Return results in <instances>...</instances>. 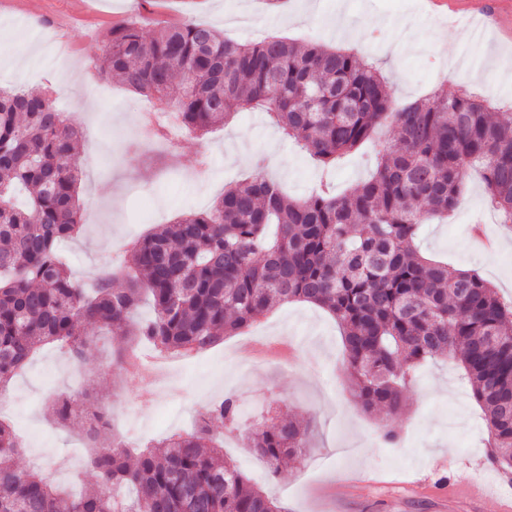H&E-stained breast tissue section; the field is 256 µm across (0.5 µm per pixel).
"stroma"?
Segmentation results:
<instances>
[{"mask_svg": "<svg viewBox=\"0 0 512 512\" xmlns=\"http://www.w3.org/2000/svg\"><path fill=\"white\" fill-rule=\"evenodd\" d=\"M184 19L238 42L278 36L352 48L359 59L381 66L404 102L435 91L470 90L488 97L493 112H512V81L500 77L491 54L495 48L506 51L512 64V42L485 27L476 33L462 28L461 39L452 40L453 22L430 14L424 0H286L273 13L259 11L256 0H21L16 11H0V88L52 94L61 87L69 98L65 117L81 132L77 152L85 171L79 191L84 225L63 245L75 278L86 280L105 269L112 245H127L184 214L210 209L225 187L253 174V159H265L268 174L294 199L306 198L320 181L315 163L262 112L236 113L201 138L182 133L170 151L144 137L138 122L144 99L117 80L101 79L107 96L96 112L79 111L83 79L74 65L100 57L114 23L135 21L149 35ZM474 70L483 72L482 81L471 80ZM396 137L394 126L381 127L373 147L341 160L337 192L359 186L373 168L376 148ZM240 148L251 162L238 160ZM503 237L474 171L448 217L425 225L418 247L428 258L477 272L500 296L512 298V247H501ZM117 346L116 337H92L76 361L47 344L11 380L12 402L0 408V419L24 442L19 466L47 471L68 456L74 461L71 479L87 489L97 486L81 420L58 423L48 415L49 398L71 396L81 386L116 412L111 428L100 433L105 447L115 440L152 446L189 431L203 408L227 395L237 397L252 420L309 422L307 452L286 457L275 475L241 431L215 427L224 436L225 458L285 512H309L322 490L351 471L390 473L396 482L352 488L345 512H440L433 488L455 482L464 495L461 474H496L484 414L458 360L442 357L421 366L396 418L365 411L350 395L336 320L317 306H277L157 383L135 382L113 366ZM386 420L397 434L392 444L377 436Z\"/></svg>", "mask_w": 512, "mask_h": 512, "instance_id": "35a3bbf8", "label": "stroma"}]
</instances>
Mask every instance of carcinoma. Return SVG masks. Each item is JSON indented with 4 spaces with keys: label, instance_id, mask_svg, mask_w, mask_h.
I'll list each match as a JSON object with an SVG mask.
<instances>
[{
    "label": "carcinoma",
    "instance_id": "obj_1",
    "mask_svg": "<svg viewBox=\"0 0 512 512\" xmlns=\"http://www.w3.org/2000/svg\"><path fill=\"white\" fill-rule=\"evenodd\" d=\"M99 69L161 103L179 86L175 118L199 137L237 110L264 112L324 174L376 126L399 136L349 193L322 181L292 200L257 175L224 189L209 210L131 242L122 266L88 287L61 256L83 225L79 129L42 92L0 89V390L43 345L78 357L89 325L156 351L202 352L275 306L304 301L341 326L345 371L367 411L400 415L420 364L458 358L487 420L491 461L512 470V302L416 245L423 224L455 207L474 167L501 223L512 224L511 112L494 119L466 92L402 104L352 52L279 37L238 43L190 19L150 37L129 21L113 27ZM144 295L152 316L134 322ZM74 400L95 404L86 392L56 398L53 416L69 420ZM215 421L243 429L273 472L307 448L309 424L250 422L228 396L200 413L193 432L133 461L120 442L92 447L99 486L74 493L19 467L24 446L0 420V512H283L224 460Z\"/></svg>",
    "mask_w": 512,
    "mask_h": 512
}]
</instances>
